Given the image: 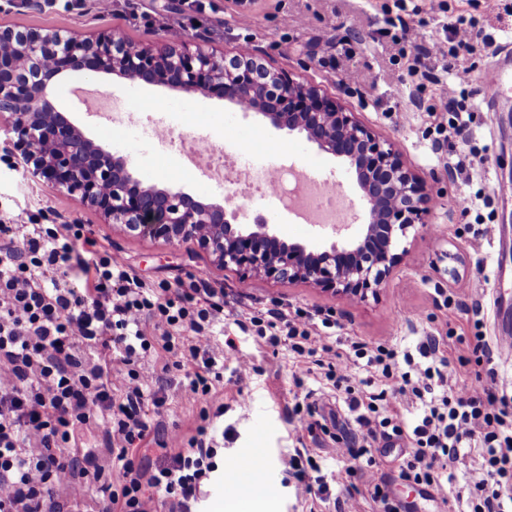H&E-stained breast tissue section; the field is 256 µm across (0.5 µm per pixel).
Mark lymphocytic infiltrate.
I'll list each match as a JSON object with an SVG mask.
<instances>
[{
  "label": "lymphocytic infiltrate",
  "mask_w": 512,
  "mask_h": 512,
  "mask_svg": "<svg viewBox=\"0 0 512 512\" xmlns=\"http://www.w3.org/2000/svg\"><path fill=\"white\" fill-rule=\"evenodd\" d=\"M399 27L401 39L420 45L423 55L448 54L443 70L450 79L428 109L437 133L467 128L464 111L448 106L467 81V70L455 63L474 49L472 22L444 24V37L426 40L414 21L400 20ZM60 273L73 275L77 287H60ZM223 313L205 278L185 288H151L83 225L43 226L29 211L1 210L0 512H197L216 479V431L202 416L193 435L173 434L171 450L142 467L137 457L150 430L143 409L166 403L146 360L163 349L170 358L164 371L184 370L185 395L205 401L225 359L241 376L253 368L234 339L223 337ZM238 326L271 347L287 346L346 394L363 443L337 449L342 467L333 479L311 476L314 461L302 453L284 461L298 482L316 483L315 498L328 499L334 482L348 490L340 512H354L363 491L375 512H403L378 474L372 446L380 442L407 449L402 478L437 492L448 512H512V395L480 382L496 337L424 336L411 352L390 339L371 347L352 342L355 358L380 379L379 390L359 391L348 385L342 353L314 335L310 315L271 311L244 316ZM459 343L471 351L477 385L448 384L443 352ZM408 401L418 407L410 421L397 411ZM99 417L116 442L108 469L97 467L94 450L80 443L81 431ZM465 448L476 449L478 460L452 496L448 471Z\"/></svg>",
  "instance_id": "lymphocytic-infiltrate-1"
}]
</instances>
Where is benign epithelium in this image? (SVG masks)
Listing matches in <instances>:
<instances>
[{
	"instance_id": "obj_1",
	"label": "benign epithelium",
	"mask_w": 512,
	"mask_h": 512,
	"mask_svg": "<svg viewBox=\"0 0 512 512\" xmlns=\"http://www.w3.org/2000/svg\"><path fill=\"white\" fill-rule=\"evenodd\" d=\"M91 72L132 78L228 100L278 129L304 135L354 170L366 224L356 239L324 250L288 243L259 220L169 187H145L128 162L88 139L55 106L60 83ZM26 172L52 190L76 196L106 224L139 236L196 245L218 265L276 282H306L362 300L404 258L396 240L427 226L432 196L404 164L395 143L314 87L270 70L250 51L231 58L178 40L161 50L136 48L112 31L0 28V131Z\"/></svg>"
}]
</instances>
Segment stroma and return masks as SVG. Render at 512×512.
<instances>
[{"mask_svg":"<svg viewBox=\"0 0 512 512\" xmlns=\"http://www.w3.org/2000/svg\"><path fill=\"white\" fill-rule=\"evenodd\" d=\"M419 7L420 30L432 34L440 24L457 16L475 23L478 39L471 54L458 64L469 80L458 99L472 115L465 139L437 140L435 124L426 108L436 102L441 86V58L427 65L431 79L409 76L412 51L394 42L391 18L400 15L399 0H112V10L100 12L96 0H73L63 8L54 0H0V24L18 30L28 28L89 32L110 28L140 47L160 49L169 44L170 27L182 26V37L234 54L250 45L259 62L290 73L294 79L317 87L381 137L395 142L405 165L432 189L435 208L429 217L432 231L403 239L407 256L397 265L377 297L361 302L347 300L304 282H275L260 275H245L221 268L205 250L164 240L133 235L117 224L104 223L77 198L19 179L0 164V207L40 212L44 224H81L100 244L119 257L143 282L152 287H176L203 277L209 288L224 297V332L250 356L254 369L238 377L225 364L208 404L189 399L180 384L182 374L173 370L165 384L166 409L153 418L154 433L143 443L144 464L157 456L159 442L172 432L191 435L201 407L223 409L216 424L224 431V452L217 462L227 472L230 456L251 448L267 452L263 479L273 490L263 512H338L343 486H331L330 499L320 502L289 479L282 459L292 448L316 453L323 473L337 468L338 442H354L359 428L348 415L335 389L326 385L322 371L305 376L311 409L303 417L307 429L295 430L288 416L289 392L294 388L295 366L284 348H270L235 324L240 312L301 309L315 319L333 316L338 325V351L351 342L374 344L396 340L414 348L419 337L455 332L474 335L473 306H480L486 335L512 325V197H500L497 186L512 182V93L496 105L486 103L485 80L493 55H512V0L505 10L489 12L484 0H444L443 11L431 0H414ZM491 44H484V37ZM356 83H347L348 74ZM91 82L99 94L123 103L127 111L150 107L166 117L174 140L189 133L206 134L222 147L226 163L237 164L255 155L264 160L268 148L281 149L279 174L311 170L342 183L350 197L359 189L347 163L318 149L304 135L278 130L260 117L242 112L235 104L200 93L189 94L163 85L133 83L115 76H95ZM57 108L86 137L113 155L125 158L146 186H170L201 200L225 203L228 189L198 176L177 177L159 162V152L141 130L127 129L113 138L102 117L86 112L62 82ZM465 158L463 170L448 167L449 156ZM253 202L240 221L262 217L277 236L290 242L326 248L334 242L330 230L297 223L281 203L256 189ZM502 230L500 244L476 238L480 223ZM377 457L392 494L406 505V512H444L439 499L419 493L404 480V452L391 448Z\"/></svg>","mask_w":512,"mask_h":512,"instance_id":"obj_1","label":"stroma"}]
</instances>
